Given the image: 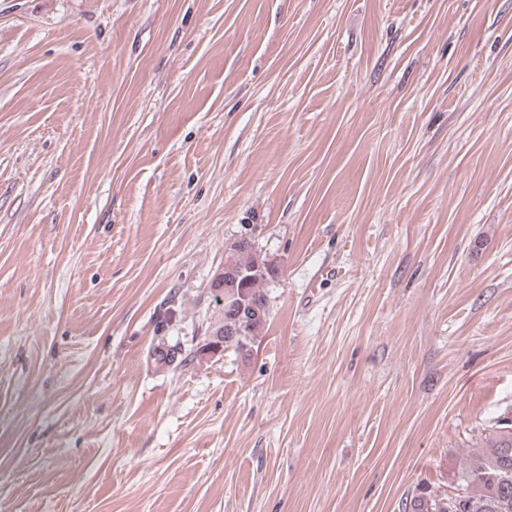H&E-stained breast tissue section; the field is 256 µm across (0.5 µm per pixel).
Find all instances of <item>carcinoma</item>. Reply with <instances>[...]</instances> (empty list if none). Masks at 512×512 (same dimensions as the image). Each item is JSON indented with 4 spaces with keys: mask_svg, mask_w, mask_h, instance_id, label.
I'll use <instances>...</instances> for the list:
<instances>
[{
    "mask_svg": "<svg viewBox=\"0 0 512 512\" xmlns=\"http://www.w3.org/2000/svg\"><path fill=\"white\" fill-rule=\"evenodd\" d=\"M224 268L249 273L244 286L238 289L239 298L246 307L269 304L266 285L274 278V270L268 260L248 244H231ZM269 315H252L249 335L237 336L224 326L216 328V333L224 335V350L246 357L249 344L262 335ZM192 352L174 344L158 354V361L171 367H183ZM460 493L436 494L422 489L405 502V512H512V429L496 431L481 449L476 462L464 468L457 480Z\"/></svg>",
    "mask_w": 512,
    "mask_h": 512,
    "instance_id": "cac0c4a2",
    "label": "carcinoma"
}]
</instances>
